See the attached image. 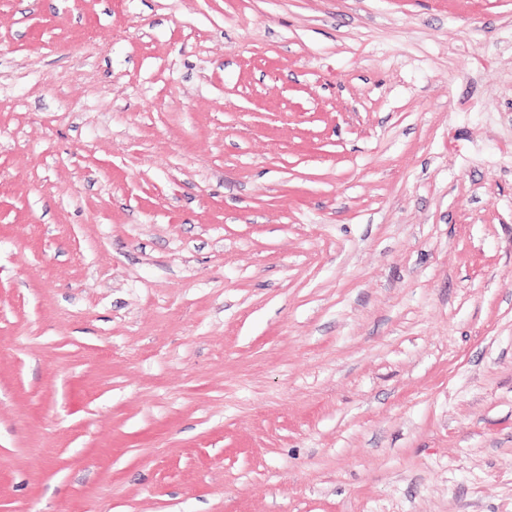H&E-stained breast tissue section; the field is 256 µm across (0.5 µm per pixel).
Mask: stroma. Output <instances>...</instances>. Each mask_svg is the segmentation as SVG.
<instances>
[{
    "label": "stroma",
    "mask_w": 512,
    "mask_h": 512,
    "mask_svg": "<svg viewBox=\"0 0 512 512\" xmlns=\"http://www.w3.org/2000/svg\"><path fill=\"white\" fill-rule=\"evenodd\" d=\"M0 512H512V0H0Z\"/></svg>",
    "instance_id": "obj_1"
}]
</instances>
